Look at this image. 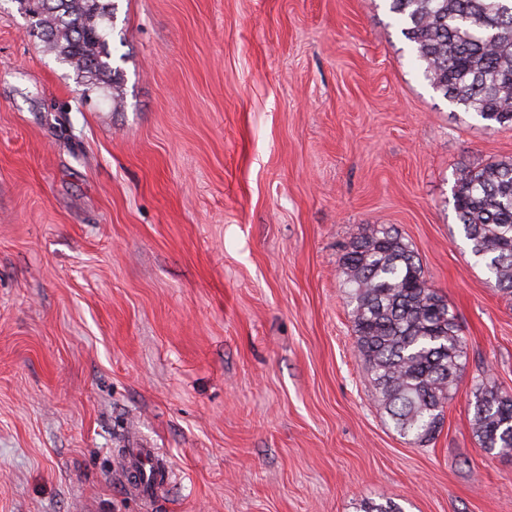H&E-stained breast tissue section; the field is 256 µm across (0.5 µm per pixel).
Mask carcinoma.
<instances>
[{
    "instance_id": "obj_1",
    "label": "carcinoma",
    "mask_w": 512,
    "mask_h": 512,
    "mask_svg": "<svg viewBox=\"0 0 512 512\" xmlns=\"http://www.w3.org/2000/svg\"><path fill=\"white\" fill-rule=\"evenodd\" d=\"M22 14L86 85L112 82L114 0H27ZM433 88L453 104L512 125V0H392ZM455 210L494 288L512 297V160L458 170ZM359 358L397 432L434 437L456 385L465 341L416 252L387 224H371L342 262ZM471 428L481 447L512 453V394L480 383Z\"/></svg>"
}]
</instances>
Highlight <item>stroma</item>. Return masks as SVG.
<instances>
[{
    "label": "stroma",
    "mask_w": 512,
    "mask_h": 512,
    "mask_svg": "<svg viewBox=\"0 0 512 512\" xmlns=\"http://www.w3.org/2000/svg\"><path fill=\"white\" fill-rule=\"evenodd\" d=\"M123 100L0 0V512H512V456L471 431L512 393V299L453 205L512 159L424 79L391 0H115ZM390 224L467 356L435 439L394 428L341 261ZM167 499L116 476L131 438ZM130 448H123L124 485L133 497H166L173 485V472L158 448L142 441H132ZM132 476H136V482Z\"/></svg>",
    "instance_id": "obj_1"
}]
</instances>
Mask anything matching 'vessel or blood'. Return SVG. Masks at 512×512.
<instances>
[{
  "instance_id": "b4317fda",
  "label": "vessel or blood",
  "mask_w": 512,
  "mask_h": 512,
  "mask_svg": "<svg viewBox=\"0 0 512 512\" xmlns=\"http://www.w3.org/2000/svg\"><path fill=\"white\" fill-rule=\"evenodd\" d=\"M124 457V485L131 496H168L173 485V472L157 449L135 441L125 449Z\"/></svg>"
}]
</instances>
